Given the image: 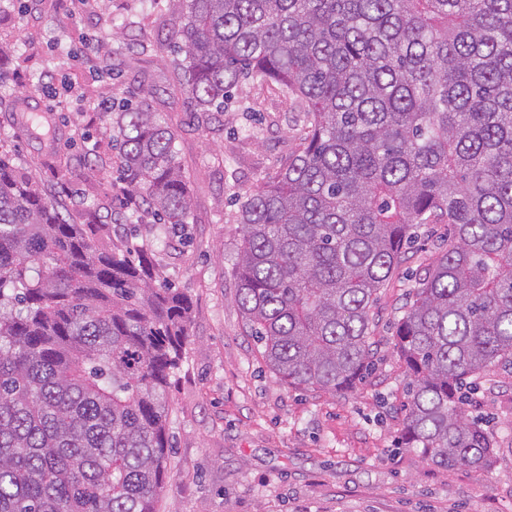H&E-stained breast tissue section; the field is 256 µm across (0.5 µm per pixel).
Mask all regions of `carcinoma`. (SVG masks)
I'll use <instances>...</instances> for the list:
<instances>
[{
  "mask_svg": "<svg viewBox=\"0 0 512 512\" xmlns=\"http://www.w3.org/2000/svg\"><path fill=\"white\" fill-rule=\"evenodd\" d=\"M192 111L275 84L302 149L244 191L235 302L287 386L370 367V310L418 224L453 235L398 321L401 444L490 468L467 379L512 364V0H177ZM122 192L175 232L189 175L156 113H118ZM191 302L151 245L100 247L0 157V512H155Z\"/></svg>",
  "mask_w": 512,
  "mask_h": 512,
  "instance_id": "obj_1",
  "label": "carcinoma"
}]
</instances>
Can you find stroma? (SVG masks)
Wrapping results in <instances>:
<instances>
[{"label":"stroma","mask_w":512,"mask_h":512,"mask_svg":"<svg viewBox=\"0 0 512 512\" xmlns=\"http://www.w3.org/2000/svg\"><path fill=\"white\" fill-rule=\"evenodd\" d=\"M173 0H0V156L32 174L76 223L121 209L106 101L160 113L192 185L184 236L143 216L112 224L153 244L163 277L193 312L169 397L168 474L156 512H512V366L479 381L472 412L496 447L478 473L439 467L398 447L408 378L395 325L451 228L422 224L371 308L372 371L338 394L282 384L265 365L236 303L239 190L267 180L301 147L303 115L274 86L247 81L223 111L198 122L176 90L177 57L165 37ZM79 87L82 102L53 104L52 88ZM45 113L50 137L32 138L26 115ZM105 176L91 174V165Z\"/></svg>","instance_id":"35a3bbf8"}]
</instances>
